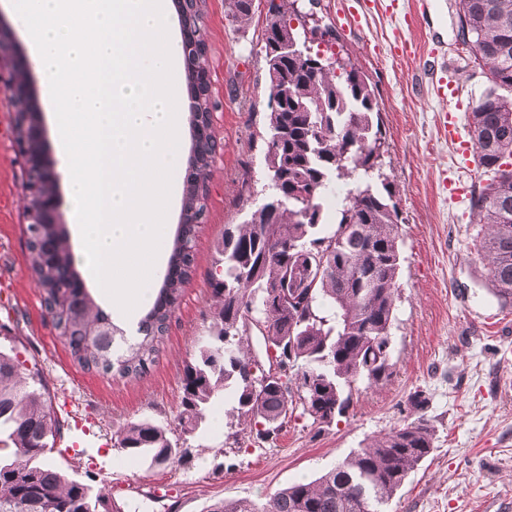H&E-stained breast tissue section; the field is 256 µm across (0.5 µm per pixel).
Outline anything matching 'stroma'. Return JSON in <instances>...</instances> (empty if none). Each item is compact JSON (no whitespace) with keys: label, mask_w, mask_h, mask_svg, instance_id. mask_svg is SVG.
Returning <instances> with one entry per match:
<instances>
[{"label":"stroma","mask_w":512,"mask_h":512,"mask_svg":"<svg viewBox=\"0 0 512 512\" xmlns=\"http://www.w3.org/2000/svg\"><path fill=\"white\" fill-rule=\"evenodd\" d=\"M352 7L353 0H318L313 13L335 29L336 50L349 54L379 94L389 144L386 171L404 218L398 229L402 293L391 335L396 368L386 386L355 392L348 414L329 427L294 418L272 442L244 432L238 444L227 445V421L236 405L229 393L216 398L203 431L187 440L179 463L134 462L112 441L129 421L175 427L184 366L215 311L208 287L213 243L225 225L246 218L238 200L242 181L250 180L257 190L264 184L266 0H255V15L246 26L234 21L229 0L200 4L218 149L192 278L155 364L140 379L84 370L45 310L43 289L28 264L26 173L14 140L15 112L0 93V325L19 340L22 358L39 364L52 396L62 440L51 463L106 494L123 512H208L224 499H267L413 421L417 413L410 398L417 391L428 399L425 416L435 448L389 500L386 512H512V308H500L484 286L476 247L484 230L479 212L442 189L446 178L478 185L481 171L474 147L458 152L438 133L442 104L427 81L425 46L435 39L447 49L448 73L462 88L464 106H472L490 83L461 42L456 0H441L433 27L403 30L378 0L357 22L350 17ZM398 32L410 53L391 54ZM28 77L45 155L60 166L49 91L36 69H29Z\"/></svg>","instance_id":"stroma-1"}]
</instances>
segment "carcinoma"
<instances>
[{
  "label": "carcinoma",
  "mask_w": 512,
  "mask_h": 512,
  "mask_svg": "<svg viewBox=\"0 0 512 512\" xmlns=\"http://www.w3.org/2000/svg\"><path fill=\"white\" fill-rule=\"evenodd\" d=\"M234 18L249 23L255 0H232ZM263 33L268 112L262 140L266 195L281 198L277 214L254 209L241 224L224 225L214 242L210 293L218 303L209 335L184 368L181 411L173 429L130 421L116 434L133 460L171 465L178 444L206 423L213 398L229 390L237 424L274 441L288 419L330 425L349 411L352 391L387 385L395 372L391 334L400 298L402 223L396 190L384 170L388 152L374 86L348 56L319 67L308 55L277 48L304 44L320 25L299 0H267ZM460 32L492 88L468 115L478 167L486 176L471 198L489 232L477 246L485 282L503 308L512 306V0H458ZM312 25H307V22ZM189 113L191 130L209 124L210 98ZM214 138L192 142V178L182 200L166 273L137 324L135 339L114 324L84 288L66 239L53 224H27L30 270L44 306L73 359L85 370L139 379L155 363L168 322L194 271V246L206 213ZM345 187L333 214L324 209L331 187ZM288 280L279 303L267 305L265 285ZM251 329H246V323ZM274 350L287 383L260 385L265 371L249 352L248 336ZM60 421L38 365L26 368L13 347L0 344V512H63L89 499L92 512L121 507L67 478L46 460ZM434 431L424 416L355 450L317 479L294 482L265 503L240 498L209 512H383L408 474L430 456Z\"/></svg>",
  "instance_id": "obj_1"
}]
</instances>
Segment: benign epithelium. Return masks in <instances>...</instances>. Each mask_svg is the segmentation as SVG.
Returning <instances> with one entry per match:
<instances>
[{"label":"benign epithelium","instance_id":"7a95c632","mask_svg":"<svg viewBox=\"0 0 512 512\" xmlns=\"http://www.w3.org/2000/svg\"><path fill=\"white\" fill-rule=\"evenodd\" d=\"M198 0H179L181 14L186 18L182 26V52L185 56L189 82L188 93L192 102L200 101L210 85V73L197 66V57L201 49L199 42L200 15L196 10ZM12 41L9 28L0 22V90L10 99L14 112L15 124L19 125L21 136L16 139L20 155L27 168H32L29 162V151L42 146V130L39 115L36 112L29 92L27 81V65L12 56ZM27 200H38L39 214L42 220H50L59 228H64V222L56 205L54 193H43L37 175L28 172L25 185Z\"/></svg>","mask_w":512,"mask_h":512}]
</instances>
